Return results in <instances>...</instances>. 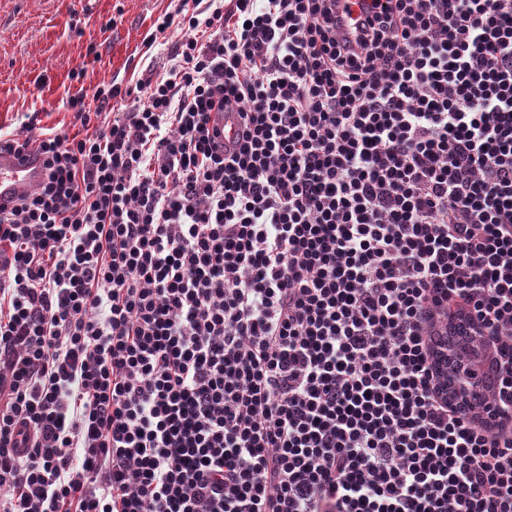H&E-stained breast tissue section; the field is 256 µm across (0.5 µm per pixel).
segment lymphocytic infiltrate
Masks as SVG:
<instances>
[{"instance_id":"1","label":"lymphocytic infiltrate","mask_w":512,"mask_h":512,"mask_svg":"<svg viewBox=\"0 0 512 512\" xmlns=\"http://www.w3.org/2000/svg\"><path fill=\"white\" fill-rule=\"evenodd\" d=\"M347 14L177 0L84 138L0 131V512H512V380L433 368L458 303L512 361V0ZM43 176L41 160L35 153L16 156L0 152V210L30 191ZM454 354L453 350L448 347L447 357L441 351L436 355L438 388L443 396H449L457 403H475L482 395V384L477 380H465L460 371L461 365L455 364Z\"/></svg>"}]
</instances>
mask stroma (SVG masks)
I'll return each mask as SVG.
<instances>
[{
  "label": "stroma",
  "mask_w": 512,
  "mask_h": 512,
  "mask_svg": "<svg viewBox=\"0 0 512 512\" xmlns=\"http://www.w3.org/2000/svg\"><path fill=\"white\" fill-rule=\"evenodd\" d=\"M170 0H0V127L69 125L68 97L135 86L167 48L148 44Z\"/></svg>",
  "instance_id": "35a3bbf8"
}]
</instances>
